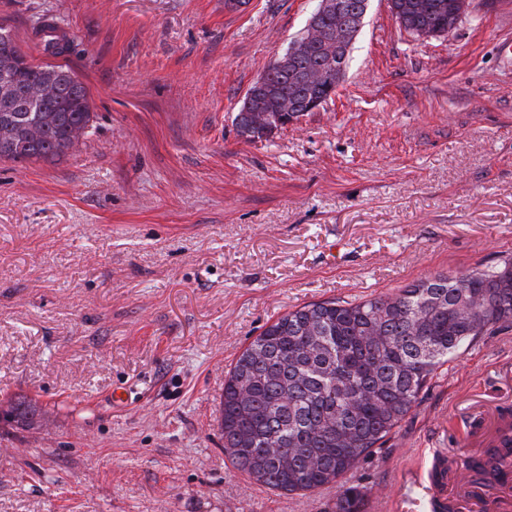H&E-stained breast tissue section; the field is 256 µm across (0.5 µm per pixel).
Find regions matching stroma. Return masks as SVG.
Listing matches in <instances>:
<instances>
[{
    "label": "stroma",
    "mask_w": 512,
    "mask_h": 512,
    "mask_svg": "<svg viewBox=\"0 0 512 512\" xmlns=\"http://www.w3.org/2000/svg\"><path fill=\"white\" fill-rule=\"evenodd\" d=\"M318 0H0L39 65L63 62L93 120L59 161H0V512H334L238 470L225 374L277 316L391 295L512 257V0H470L420 39L370 0L335 95L246 140L250 86ZM72 50L34 40L43 21ZM512 410V323L439 367L345 476L367 512H432L476 402Z\"/></svg>",
    "instance_id": "stroma-1"
}]
</instances>
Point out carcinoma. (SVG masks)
<instances>
[{
	"instance_id": "obj_1",
	"label": "carcinoma",
	"mask_w": 512,
	"mask_h": 512,
	"mask_svg": "<svg viewBox=\"0 0 512 512\" xmlns=\"http://www.w3.org/2000/svg\"><path fill=\"white\" fill-rule=\"evenodd\" d=\"M405 31L436 30L453 18L454 0H393ZM45 49L69 40L46 25ZM303 85L277 72L264 88L265 110L288 99L325 101L336 88L333 64L315 42L303 59ZM50 84L51 93L35 91ZM92 120L87 91L66 65L32 63L0 25V160H60ZM512 322V260L488 269L437 274L394 295L305 304L279 316L237 358L224 381V451L255 481L285 493L337 488L336 512H365V495L344 475L404 419L428 378L478 337ZM31 401H7L19 422ZM499 449L466 463L472 484L500 479Z\"/></svg>"
}]
</instances>
